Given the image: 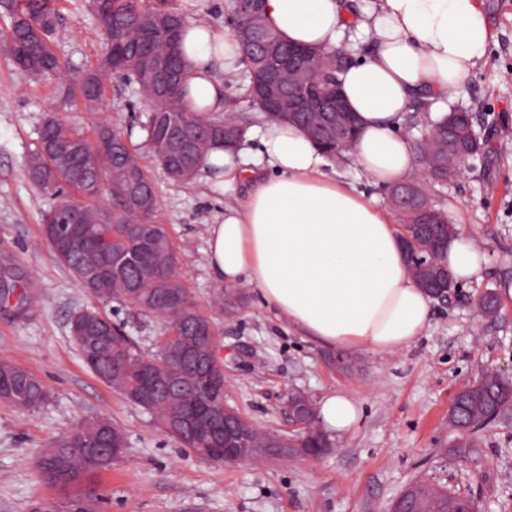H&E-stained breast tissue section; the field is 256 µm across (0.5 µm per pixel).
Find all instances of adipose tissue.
Returning a JSON list of instances; mask_svg holds the SVG:
<instances>
[{
  "label": "adipose tissue",
  "instance_id": "obj_1",
  "mask_svg": "<svg viewBox=\"0 0 512 512\" xmlns=\"http://www.w3.org/2000/svg\"><path fill=\"white\" fill-rule=\"evenodd\" d=\"M353 2L264 0L268 27L288 44L351 53L357 37L370 36L368 55L340 76L360 135L337 161L301 127L267 121L210 151L206 168L242 197L209 225L207 266L217 284L251 287L260 305L320 345L389 355L422 336L434 300L409 272L394 212L330 171L352 165L387 188L413 178L416 151L401 132L407 113L470 78L495 32L480 0H374L359 13ZM182 47L191 109L223 115L224 78L243 68L236 38L194 18ZM444 256L454 283L480 279L484 256L471 236L456 234ZM361 414L360 398L342 390L318 402L334 437Z\"/></svg>",
  "mask_w": 512,
  "mask_h": 512
}]
</instances>
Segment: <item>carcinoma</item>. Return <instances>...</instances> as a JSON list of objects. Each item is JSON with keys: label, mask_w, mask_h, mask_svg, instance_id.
Wrapping results in <instances>:
<instances>
[{"label": "carcinoma", "mask_w": 512, "mask_h": 512, "mask_svg": "<svg viewBox=\"0 0 512 512\" xmlns=\"http://www.w3.org/2000/svg\"><path fill=\"white\" fill-rule=\"evenodd\" d=\"M167 0H110L103 11L101 0H89L99 30L106 42V52L95 64L62 68L51 36L54 30V0H10L4 4L10 23L0 43L7 55L34 78H56L85 105L102 101L101 77L112 74L134 85L136 93L149 96L155 92L159 72L171 74L174 101L149 111L144 126L148 156L142 157L128 137L117 135L105 125L95 130L91 140L62 119L51 116L42 124L30 150L28 170L31 179L53 192L59 201L46 213L43 235L57 263L66 268L91 298L103 305H129L142 314L165 323L175 336L162 337L158 348L165 365L150 374L148 356L133 337L102 315L97 308L75 313L69 322L70 337L90 370L105 384L143 409L168 435L196 456L219 462L218 450L204 434H181L173 426L189 419L200 407L224 406V362L209 356L210 337L216 335L212 316L200 311L191 291L177 273V250L164 226L155 221L158 197L153 168L162 169L177 183H190L200 173L207 151L224 145L228 129L240 127L230 118H212L204 112H187L182 107L187 91L182 82L181 41L172 37L184 29L186 18ZM278 55H288L283 42L264 21L255 22ZM351 62L348 55L334 53L313 59L320 73L318 85L325 105L331 104L336 79ZM265 68L259 55H246L243 80L250 106L268 113L256 91V82ZM453 122L463 127L475 126L469 111L450 110L439 122ZM181 131L182 141L169 140L171 129ZM119 136L113 141V136ZM108 188L112 205L98 206L89 200ZM412 211L402 213L404 246L414 278H430V269L441 265V256L424 243L421 230L426 228L438 239L456 233L452 224L418 223ZM17 295V316L30 308V299L18 277L12 275L0 291V305L8 307L11 295ZM214 304L233 316L244 304L241 292L218 288ZM466 409L453 403L448 409V429L454 439L450 452L464 457L476 447L477 434L492 423L505 420L512 411V381L498 372H487L465 387ZM0 400L33 410L48 400L45 384L29 371L0 360ZM291 413L303 423L300 433L283 440L260 432L244 418H239L246 443L289 456L322 453L331 447L312 417L313 405L304 396L291 398ZM126 444L124 432L103 416L78 423L76 430L55 439L38 459L44 479L63 487L83 485L84 480L117 462L109 458L114 443ZM418 494L403 502L412 512H472L475 501L445 486L417 483ZM98 493H77L64 502L36 501L30 512H94Z\"/></svg>", "instance_id": "cac0c4a2"}]
</instances>
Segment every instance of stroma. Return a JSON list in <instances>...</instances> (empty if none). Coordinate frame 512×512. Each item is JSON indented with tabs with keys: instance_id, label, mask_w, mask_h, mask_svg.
I'll return each mask as SVG.
<instances>
[{
	"instance_id": "stroma-1",
	"label": "stroma",
	"mask_w": 512,
	"mask_h": 512,
	"mask_svg": "<svg viewBox=\"0 0 512 512\" xmlns=\"http://www.w3.org/2000/svg\"><path fill=\"white\" fill-rule=\"evenodd\" d=\"M482 3L496 41L434 111L454 104L470 109L488 150L428 192L457 231L480 243L483 279L456 286L447 303L436 304L423 336L394 356L314 344L251 298L235 316L213 313L224 395L254 427L289 432L286 398L294 391L315 401L335 389L362 398L357 427L310 459L267 455L232 465L200 459L85 366L68 322L93 301L50 253L42 233L50 197L28 176V152L52 114L88 133L102 124L132 131L140 145L148 113L132 86L112 77L99 105L65 101L57 80H34L0 52V263L32 298L25 317L0 311V359L43 379L51 391L33 411L0 401V512H28L32 501L65 498V489L44 481L36 461L55 438L95 415L109 417L127 439L124 460L94 478L96 512H390L420 481L470 495L477 512H512V421L481 431L470 456L448 452V408L456 391L488 371L512 375V299H502L493 317L477 308L484 291L512 275V0ZM55 8L57 53L78 67L95 62L105 43L86 0H55ZM154 183L155 220L176 245L177 270L197 307L209 312L214 283L206 227L230 195L218 178L204 174L177 185L158 169ZM106 312L145 354L157 352L162 321L115 304Z\"/></svg>"
}]
</instances>
